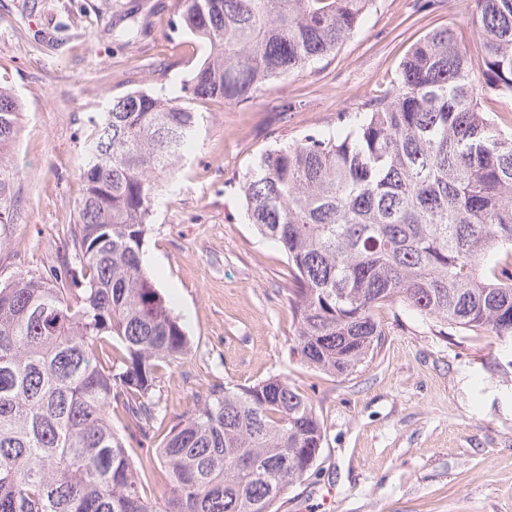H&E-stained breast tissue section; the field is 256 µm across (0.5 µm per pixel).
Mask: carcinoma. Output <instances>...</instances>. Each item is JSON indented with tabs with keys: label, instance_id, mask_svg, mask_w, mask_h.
<instances>
[{
	"label": "carcinoma",
	"instance_id": "obj_1",
	"mask_svg": "<svg viewBox=\"0 0 512 512\" xmlns=\"http://www.w3.org/2000/svg\"><path fill=\"white\" fill-rule=\"evenodd\" d=\"M474 3L477 57L451 27L427 34L365 111L265 151L244 178L249 223L287 255L293 350L310 369L353 372L380 345L375 311L395 303L512 345V133L480 103L512 96V0ZM372 4L177 0L199 65L178 94L114 96L91 120L69 231L82 288L58 274L0 283V512H273L304 480L324 429L286 377L214 389L169 422L160 498L112 407L149 435L158 369L190 347L142 260L165 178L195 137L181 102L250 98L335 52ZM18 110L0 85V157ZM10 176L0 166V224Z\"/></svg>",
	"mask_w": 512,
	"mask_h": 512
}]
</instances>
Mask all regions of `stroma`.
<instances>
[{
  "instance_id": "35a3bbf8",
  "label": "stroma",
  "mask_w": 512,
  "mask_h": 512,
  "mask_svg": "<svg viewBox=\"0 0 512 512\" xmlns=\"http://www.w3.org/2000/svg\"><path fill=\"white\" fill-rule=\"evenodd\" d=\"M471 7L375 0L329 57L244 101L195 102V141L154 207L144 261L191 341L158 371V415L188 414L215 388L288 377L312 398L325 441L279 512H512V353L468 330L440 334L396 304L377 310L381 345L355 372L307 368L290 352L288 258L248 223L239 190L268 148L362 111L426 34L451 25L474 49ZM175 18L176 0H0V83L21 105L0 282L70 263L90 117L115 95L178 89L202 56Z\"/></svg>"
}]
</instances>
